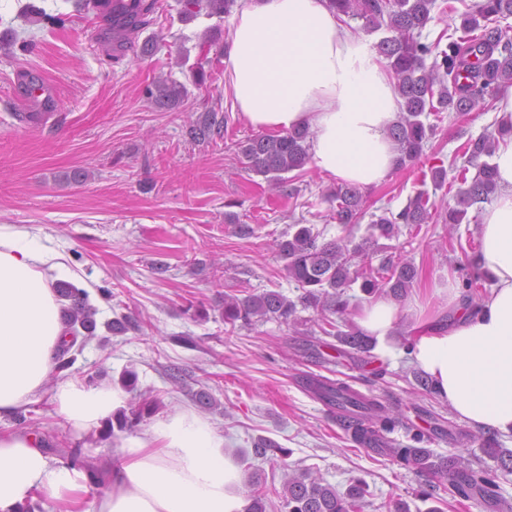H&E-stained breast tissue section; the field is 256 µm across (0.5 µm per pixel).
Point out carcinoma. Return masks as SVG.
<instances>
[{
    "instance_id": "cac0c4a2",
    "label": "carcinoma",
    "mask_w": 512,
    "mask_h": 512,
    "mask_svg": "<svg viewBox=\"0 0 512 512\" xmlns=\"http://www.w3.org/2000/svg\"><path fill=\"white\" fill-rule=\"evenodd\" d=\"M113 0H77V12L103 22L102 37L112 43L137 32L154 22L156 0H133L134 12L121 30L115 29L112 18ZM179 15L183 22L205 14L222 17L238 6V0H179ZM336 16L360 18L370 32H382L376 43L380 56L388 63V70L396 81V89L402 99V116L390 130L400 156V166L414 162L424 152L433 135L435 125L425 122L444 119L443 113L462 116L476 109L494 106L498 94L512 86V38L501 29L492 26L499 18L512 16V0H478L460 15L459 29L462 35L440 48L442 38L431 43L420 40L421 32L432 20L431 11L435 0H330ZM216 41H204L203 60L189 68L192 85L205 83L204 64L220 62L224 48L216 50L215 58L208 54ZM155 104L169 108L184 103L189 91L185 84L176 80L155 84L146 89ZM230 121L227 113L205 112L191 126L190 138L206 142L216 136H224V128ZM312 133L306 126L294 128L284 134L256 135L237 144L238 157L243 168L269 178L273 185L283 183V174L296 171L303 173L311 161L310 139ZM495 136L484 134L462 143L448 166H431V179L441 187L448 173L452 181L464 185L456 194L455 205L444 210L430 201L428 192L418 191L398 213H383L373 221L380 235L392 237L401 224H460L468 209L480 213L483 205L492 202L495 191V169L491 163ZM335 203L332 218L337 223L357 224L362 217L363 196L356 186L341 184L329 194ZM457 245L464 259L458 262V285L469 298L479 295L485 278L473 271L476 248L466 250L462 242ZM278 253L286 261L285 270L296 288L302 290L299 303L322 313L344 315L348 308L346 289L360 283L364 292L371 294L388 290L399 298L416 276L415 267L401 257L389 256L378 267L365 260L362 246H349L345 241L319 242V234L313 227L300 225L288 238L277 244ZM60 298L67 301V326L72 341L64 342L59 354L58 369L70 370L81 354L88 337L97 327L95 310L87 302L86 292L72 284L57 287ZM296 303L277 291H264L243 299L224 296V324L236 327L251 326L257 322L274 320L289 325L294 322ZM325 334L336 335L338 341L353 350L366 352L372 342L360 331L344 332L328 320ZM306 389L328 406L344 412L347 423L344 430L350 440L364 446L380 433L389 432L395 426V418L387 413L382 403L369 397L345 382H334L321 376H311L305 381ZM155 400L145 398L138 408L120 412L107 424L108 439L115 432H130L152 414ZM389 455L400 466L414 467L430 479L448 476V460L435 464L424 448L392 443ZM290 450L275 441L261 439L255 444L254 455L263 460L287 456ZM253 490L246 512H266V497L259 474L250 475ZM450 485L464 498L470 497L475 488L489 493L496 488L494 476L486 471H474L458 466L453 471ZM366 495L365 484L354 482L346 492L308 471L289 477L283 485V502L288 512H362Z\"/></svg>"
}]
</instances>
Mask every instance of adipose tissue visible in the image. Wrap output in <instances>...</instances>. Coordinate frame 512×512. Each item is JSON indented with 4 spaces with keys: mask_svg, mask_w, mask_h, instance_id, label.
I'll use <instances>...</instances> for the list:
<instances>
[{
    "mask_svg": "<svg viewBox=\"0 0 512 512\" xmlns=\"http://www.w3.org/2000/svg\"><path fill=\"white\" fill-rule=\"evenodd\" d=\"M224 62L239 116L276 132L309 127L321 172L367 188L394 170V81L328 0H239ZM492 163L497 188L474 258L491 291L472 304L456 284L437 289L442 304L417 318L410 356L462 420L512 435V135L497 137ZM72 275L42 226L0 225V420L48 393L55 416L89 434L125 404L120 386L56 369L66 324L54 284ZM398 311L381 295L355 316L381 357L394 351ZM112 445L101 473L108 489L93 498L87 473L50 456L34 435L0 434V512H25L37 500L47 512H245L242 468L192 406L171 405Z\"/></svg>",
    "mask_w": 512,
    "mask_h": 512,
    "instance_id": "obj_1",
    "label": "adipose tissue"
}]
</instances>
